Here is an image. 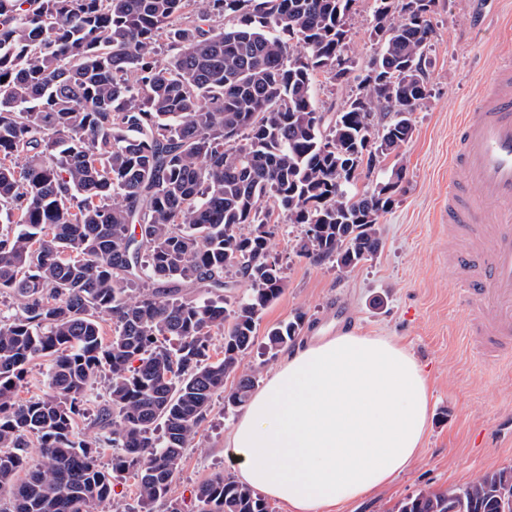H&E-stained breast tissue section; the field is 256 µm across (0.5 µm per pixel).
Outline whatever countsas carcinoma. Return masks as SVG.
<instances>
[{
  "instance_id": "1",
  "label": "carcinoma",
  "mask_w": 512,
  "mask_h": 512,
  "mask_svg": "<svg viewBox=\"0 0 512 512\" xmlns=\"http://www.w3.org/2000/svg\"><path fill=\"white\" fill-rule=\"evenodd\" d=\"M355 2L0 0V295L17 300L0 309V512H97L129 471L152 512L214 396L238 408L257 384L241 361L284 286L270 225L304 226L299 254L346 271L375 255L406 170L395 163L370 193L354 185L413 136L435 0H373L383 44L331 112L316 76L349 83ZM230 273L246 283L232 303ZM185 285L217 297L186 298ZM302 323L270 329L266 349ZM39 358L46 390L23 398ZM100 378L109 470L74 434ZM505 488L511 467L398 512H512ZM196 498L199 512H273L222 474Z\"/></svg>"
}]
</instances>
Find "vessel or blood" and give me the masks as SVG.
Returning a JSON list of instances; mask_svg holds the SVG:
<instances>
[{
    "instance_id": "1",
    "label": "vessel or blood",
    "mask_w": 512,
    "mask_h": 512,
    "mask_svg": "<svg viewBox=\"0 0 512 512\" xmlns=\"http://www.w3.org/2000/svg\"><path fill=\"white\" fill-rule=\"evenodd\" d=\"M476 116L462 115L448 156V263L469 348L512 364V62L487 78Z\"/></svg>"
}]
</instances>
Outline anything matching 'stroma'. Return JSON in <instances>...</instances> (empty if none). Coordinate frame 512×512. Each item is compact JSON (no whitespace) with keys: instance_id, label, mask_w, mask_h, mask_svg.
<instances>
[{"instance_id":"1","label":"stroma","mask_w":512,"mask_h":512,"mask_svg":"<svg viewBox=\"0 0 512 512\" xmlns=\"http://www.w3.org/2000/svg\"><path fill=\"white\" fill-rule=\"evenodd\" d=\"M373 0H358L350 53L365 62L380 48ZM436 36L427 53L431 94L413 115L414 133L399 157L406 180L379 219L376 255L346 272L328 260L302 257L303 226L277 224L270 256L283 270L284 290L262 313L245 369L266 381L281 362L263 349L267 332L304 315L300 338L329 336L353 323L406 346L424 368L430 392L424 448L388 487L346 506L345 512H396L420 490L444 491L512 467V372L482 363L461 331L448 251L454 244L440 215L448 201V143L462 113L475 109L490 71L512 49V0H435ZM238 410L214 404L189 443L167 502L198 512L197 488L215 474L235 476L238 460L227 439Z\"/></svg>"}]
</instances>
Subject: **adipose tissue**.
<instances>
[{"mask_svg": "<svg viewBox=\"0 0 512 512\" xmlns=\"http://www.w3.org/2000/svg\"><path fill=\"white\" fill-rule=\"evenodd\" d=\"M430 396L404 346L349 330L291 349L235 420L237 478L289 512L390 485L419 456Z\"/></svg>", "mask_w": 512, "mask_h": 512, "instance_id": "1", "label": "adipose tissue"}]
</instances>
